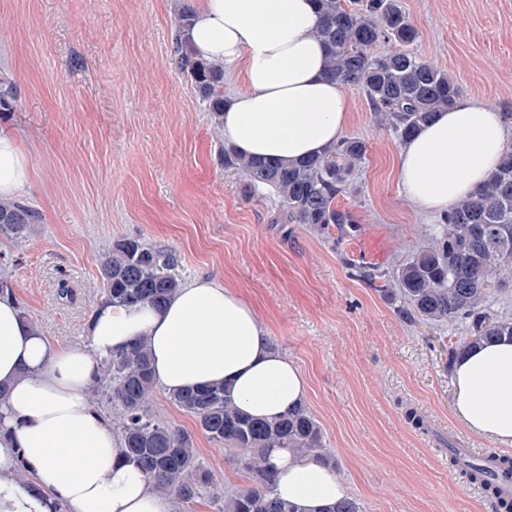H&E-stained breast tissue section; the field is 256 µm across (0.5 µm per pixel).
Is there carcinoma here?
I'll return each mask as SVG.
<instances>
[{
    "label": "carcinoma",
    "instance_id": "carcinoma-1",
    "mask_svg": "<svg viewBox=\"0 0 512 512\" xmlns=\"http://www.w3.org/2000/svg\"><path fill=\"white\" fill-rule=\"evenodd\" d=\"M316 2L320 23L315 34L327 51V76L358 87L377 121L397 140L405 141L460 98L457 81L414 52L419 33L399 0ZM193 21L189 7L175 20L177 63L219 127L225 102L224 67L196 54L190 40ZM385 43L391 49L376 51ZM16 101L13 83L0 76V111L11 110ZM366 155L367 144L357 136L343 138L319 157L292 164L245 158L226 142L218 150L224 168L240 174L247 193L266 190L277 199L283 223L303 224L339 240L359 231L358 221L337 205V197L350 193V176ZM41 221L33 206L0 199V238L23 239L31 225ZM175 265L168 250L139 237L117 238L100 262L102 301L160 305L182 283ZM356 271L381 296L403 301L400 312L411 320L464 323L467 336L451 348L452 361L482 342L512 338V318L495 313L489 303L491 293L512 286V145L487 179L458 201L443 223L433 225L427 246L409 251L391 271L368 265ZM101 370L105 386L96 394L118 408V433L127 460L153 481L157 491L193 501L209 484V477L198 464L191 436L150 410L155 380L144 340L105 358ZM169 399L193 416L217 446L239 452L242 466L255 478L256 486L249 489L227 495L215 492V498L224 500V512H304L299 504L275 495L265 449L291 448L331 463L322 428L306 407L275 418H253L236 405L222 383L171 393ZM450 461L496 497L494 475L480 462L454 454Z\"/></svg>",
    "mask_w": 512,
    "mask_h": 512
}]
</instances>
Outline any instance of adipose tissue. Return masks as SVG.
I'll list each match as a JSON object with an SVG mask.
<instances>
[{"label":"adipose tissue","instance_id":"obj_1","mask_svg":"<svg viewBox=\"0 0 512 512\" xmlns=\"http://www.w3.org/2000/svg\"><path fill=\"white\" fill-rule=\"evenodd\" d=\"M314 0H200L190 32L196 51L240 82L223 116L224 139L243 155L292 163L321 155L347 133L351 108L342 85L325 76L314 37ZM512 142L499 111L469 99L437 113L403 142L400 185L417 210L448 211L495 170ZM20 142L0 131V198L28 186ZM81 346L53 342L0 296V512H173L172 495L124 459L109 421L88 399L102 360L136 339L150 349L166 392L225 383L255 418L303 405L306 379L270 343L255 307L223 280L182 282L159 306H97ZM453 415L469 432L512 447V341L461 354L453 368ZM275 492L305 512L345 499L350 489L318 461L286 448L266 451ZM30 478H23L20 464Z\"/></svg>","mask_w":512,"mask_h":512}]
</instances>
